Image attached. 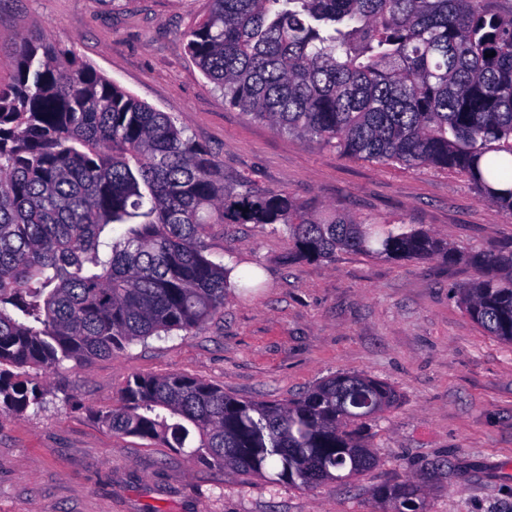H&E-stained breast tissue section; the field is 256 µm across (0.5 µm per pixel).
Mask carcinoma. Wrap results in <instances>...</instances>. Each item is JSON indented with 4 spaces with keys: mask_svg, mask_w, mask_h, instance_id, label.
<instances>
[{
    "mask_svg": "<svg viewBox=\"0 0 512 512\" xmlns=\"http://www.w3.org/2000/svg\"><path fill=\"white\" fill-rule=\"evenodd\" d=\"M186 48L252 120L383 165L454 170L512 217V6L503 0H211ZM495 56H489V53ZM213 224L282 227L290 257L338 251L465 262L458 302L512 345V247L463 254L421 229L317 210L224 167L185 128L70 49L20 40L0 86V415L46 404L16 373L109 357L193 332L246 275L210 258ZM388 383L339 373L278 403L187 375L133 376L94 417L199 462L311 490L373 468L369 422ZM389 512H426L423 486L385 482Z\"/></svg>",
    "mask_w": 512,
    "mask_h": 512,
    "instance_id": "1",
    "label": "carcinoma"
}]
</instances>
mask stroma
I'll use <instances>...</instances> for the list:
<instances>
[{
	"instance_id": "obj_1",
	"label": "stroma",
	"mask_w": 512,
	"mask_h": 512,
	"mask_svg": "<svg viewBox=\"0 0 512 512\" xmlns=\"http://www.w3.org/2000/svg\"><path fill=\"white\" fill-rule=\"evenodd\" d=\"M209 8L210 0H0V84L12 80L20 38L40 27L172 116L213 152L227 181L413 224L464 252L512 245V218L461 174L348 157L228 106L185 47ZM207 243L212 260L255 272L257 288L229 292L203 331L78 366L27 369L49 395L41 410L0 419V512H380L374 486L422 480L436 461L426 512H512V345L453 297L472 268L352 252L294 261L284 234L255 224L212 225ZM336 373L388 382L401 403L372 423L375 468L311 491L242 481L160 443L112 434L90 414L111 407L132 375L182 374L276 402Z\"/></svg>"
}]
</instances>
